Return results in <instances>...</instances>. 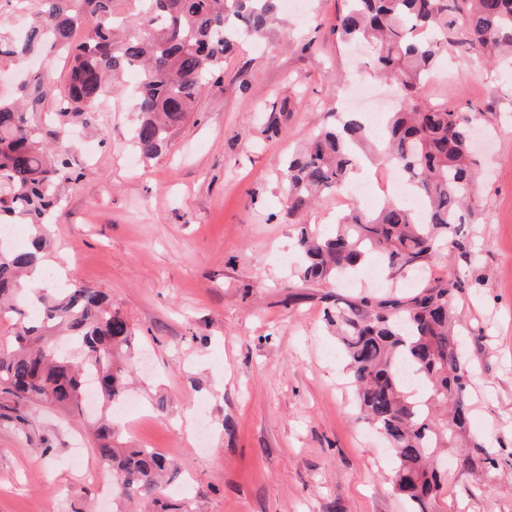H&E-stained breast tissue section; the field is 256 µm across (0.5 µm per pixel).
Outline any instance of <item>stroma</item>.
<instances>
[{
  "instance_id": "obj_1",
  "label": "stroma",
  "mask_w": 512,
  "mask_h": 512,
  "mask_svg": "<svg viewBox=\"0 0 512 512\" xmlns=\"http://www.w3.org/2000/svg\"><path fill=\"white\" fill-rule=\"evenodd\" d=\"M260 46L224 61L158 158L128 166L134 127L128 70L108 89V112L85 108L72 151L80 179L63 184L50 251L69 280L105 292L136 332L147 364L129 397L142 415L115 418L122 441L172 459L196 512H408L392 484L393 460L359 417L339 341L320 293L377 292L389 276L367 257L353 285H290L299 224L335 232L342 197L291 220L278 177L288 155L346 109L353 75L373 82L366 52H348L329 29L342 0H302ZM312 50H305V43ZM424 85L430 102L484 107L487 133L474 186L478 223L462 224L478 262L440 252L434 278L481 277L455 313L472 367V440L494 464L472 475L448 455L441 512H512V78L473 49L449 48ZM296 89L272 138L263 112ZM289 95V94H288ZM209 431L193 435L195 419ZM94 411L65 414L41 403L0 409V512H112L102 485L111 466L83 432ZM487 492L472 496L474 479Z\"/></svg>"
}]
</instances>
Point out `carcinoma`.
Returning <instances> with one entry per match:
<instances>
[{"label":"carcinoma","instance_id":"obj_1","mask_svg":"<svg viewBox=\"0 0 512 512\" xmlns=\"http://www.w3.org/2000/svg\"><path fill=\"white\" fill-rule=\"evenodd\" d=\"M39 2L42 9L24 32L0 30V58L24 62L47 47L65 52L67 60L62 86L42 72L18 85L34 103L56 93L55 111H29L0 99V230L14 224L33 230L26 247L6 248L0 238V318L14 326V336L0 342V407L41 402L80 414L87 376L96 379L105 406L123 404L137 341L104 292L80 283L35 288L23 280L47 248L60 186L74 175L60 141L83 107L105 94L109 74L135 68L131 141L143 158L159 157L172 131L220 78L240 34L260 36L276 25L280 0ZM345 2L331 34L344 45H366L376 75L401 89L380 161L396 166L422 207L415 211L391 198L373 211L353 208L339 216L331 236L299 225L297 277L312 286L354 271L369 252L395 277L421 273L443 247L471 254L459 225L477 177L471 143L474 116L482 110L427 105L420 90L451 43L480 50L490 62L512 59V0ZM77 29L83 31L78 42ZM288 112V99L272 103L265 131L277 133ZM371 140L358 112L313 133L282 171L288 215L341 192ZM475 283L479 279L471 284L454 270L411 292L396 284L379 296H321L333 301L325 314L336 327L355 403L398 461L393 484L410 512H435L445 477L441 451L457 447L468 429L469 361L458 344L453 303ZM94 444L112 464L116 512L124 500L142 502L146 512H194L166 492L167 457L123 446L106 415L97 422ZM475 448L464 466L476 471L494 463L485 446Z\"/></svg>","mask_w":512,"mask_h":512}]
</instances>
